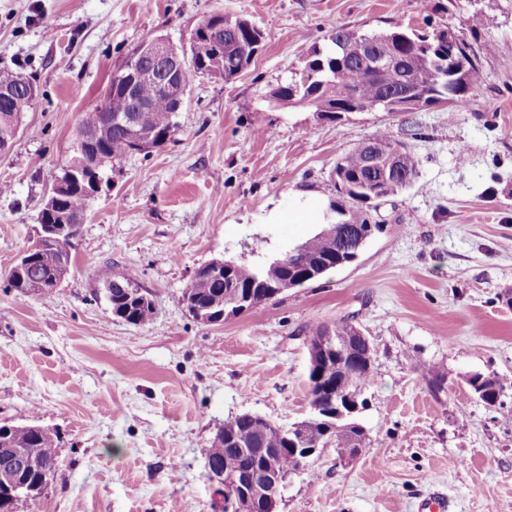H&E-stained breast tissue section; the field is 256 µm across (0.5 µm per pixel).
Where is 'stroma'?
Segmentation results:
<instances>
[{
  "instance_id": "1",
  "label": "stroma",
  "mask_w": 512,
  "mask_h": 512,
  "mask_svg": "<svg viewBox=\"0 0 512 512\" xmlns=\"http://www.w3.org/2000/svg\"><path fill=\"white\" fill-rule=\"evenodd\" d=\"M215 13L257 24L262 50L232 83L192 75L173 139L107 169L50 298L9 288L113 70L154 36L188 45ZM336 26L452 28L484 81L466 109L332 122L271 106ZM1 69L39 93L0 152V425L51 430L62 460L17 512H214L222 498L205 474L217 430L244 412L304 418L307 338L339 319L374 350L360 413L369 440L346 464L319 449L278 512H419L434 489L450 512H512V0H0ZM380 129L422 167L380 205L386 224L355 261L218 324L188 313L182 294L201 266L252 263L255 244L273 256L315 234L286 216L329 203L337 157ZM104 267L149 295L153 323L113 316ZM432 366L447 374L438 390ZM476 373L503 379V407L471 394Z\"/></svg>"
}]
</instances>
